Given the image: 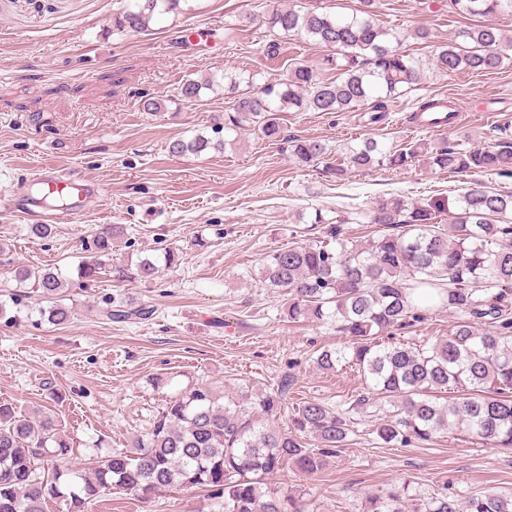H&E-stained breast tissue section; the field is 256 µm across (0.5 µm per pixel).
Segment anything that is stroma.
<instances>
[{"mask_svg": "<svg viewBox=\"0 0 512 512\" xmlns=\"http://www.w3.org/2000/svg\"><path fill=\"white\" fill-rule=\"evenodd\" d=\"M124 0H0V197L24 175L55 167L88 177L103 190L80 219L60 218L51 238L29 236L27 223L0 204V243L16 265L54 267L76 279L85 241L106 224L122 227L112 246L116 262L165 250L182 254L179 266L119 282L103 271L85 288L63 295L74 317L66 325L38 321L30 283L0 266V401L28 415L49 414L75 442L70 459L86 467L144 433L166 401L208 382L225 390L247 383L286 387V402L317 398L348 407L366 388L357 370H318L316 351L342 346L334 324L288 319L281 293L258 280L267 253L322 236L316 213L340 221L341 235L375 237L376 199L401 194L413 200L455 198L473 185L512 191V176L434 171L421 160L403 169L377 167L336 182L326 172L334 152L372 137L400 149L409 142H448L465 150L494 144L512 129V63L494 74L428 75L389 104L374 123L363 111L330 117L320 112L278 113L283 138L271 142L243 132L236 144L201 155L175 156V139L211 135L215 118L230 115L223 89L181 100L185 80L254 74L257 85L284 79L295 63L316 66L323 49L300 39L276 58L264 53L272 35L266 16L286 5L348 15L358 0H183L148 31L112 27ZM376 21L406 31L429 29L445 41L464 18L448 0H374ZM149 93L164 112L143 111ZM456 103L459 123L420 127L419 99ZM317 139L332 150L307 167L289 156V138ZM152 309L146 320L114 322L111 300ZM457 320L442 307L424 321L394 332L401 343H434ZM381 413L359 414L345 449L321 473L282 471L284 487L306 490L317 512H358L365 494L402 481L427 497L456 500L485 491L512 492V449L480 444L457 429L432 443L387 447L373 434ZM89 512H219L204 492L166 488L143 502L115 490Z\"/></svg>", "mask_w": 512, "mask_h": 512, "instance_id": "35a3bbf8", "label": "stroma"}]
</instances>
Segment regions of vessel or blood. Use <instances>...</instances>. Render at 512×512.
<instances>
[{"instance_id":"b4317fda","label":"vessel or blood","mask_w":512,"mask_h":512,"mask_svg":"<svg viewBox=\"0 0 512 512\" xmlns=\"http://www.w3.org/2000/svg\"><path fill=\"white\" fill-rule=\"evenodd\" d=\"M64 194L68 202L65 213L79 217L86 208L88 197L99 195L100 188L91 179L58 171H46L31 178L28 189L11 196L9 207L28 221L49 224L53 221L41 198L42 192Z\"/></svg>"}]
</instances>
